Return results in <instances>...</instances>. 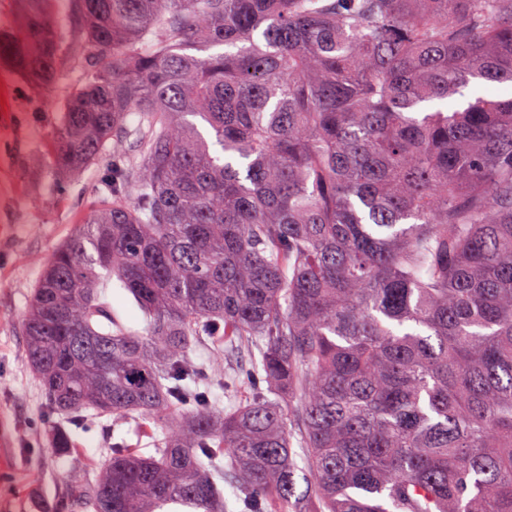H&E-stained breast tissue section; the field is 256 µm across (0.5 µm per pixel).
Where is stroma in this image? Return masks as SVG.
Instances as JSON below:
<instances>
[{"mask_svg":"<svg viewBox=\"0 0 512 512\" xmlns=\"http://www.w3.org/2000/svg\"><path fill=\"white\" fill-rule=\"evenodd\" d=\"M51 11L61 47L51 85H31L0 61V512H54L71 478L96 479L112 439L103 427L77 430L80 465L55 454L24 354L21 321L32 290L56 247L101 203V180L112 163L106 153L69 176L52 168L50 136L91 51L74 0H52Z\"/></svg>","mask_w":512,"mask_h":512,"instance_id":"35a3bbf8","label":"stroma"}]
</instances>
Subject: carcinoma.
Here are the masks:
<instances>
[{
  "mask_svg": "<svg viewBox=\"0 0 512 512\" xmlns=\"http://www.w3.org/2000/svg\"><path fill=\"white\" fill-rule=\"evenodd\" d=\"M50 2L0 31L32 84L57 70ZM76 2L98 61L52 163H116L24 353L59 453L72 427L154 428L58 510L224 512L228 458L245 512H512V95L466 94L512 86V0ZM227 344L258 352L243 381ZM215 385L250 393L227 412ZM112 307L129 325L142 329V314L132 297L120 288H112Z\"/></svg>",
  "mask_w": 512,
  "mask_h": 512,
  "instance_id": "1",
  "label": "carcinoma"
}]
</instances>
